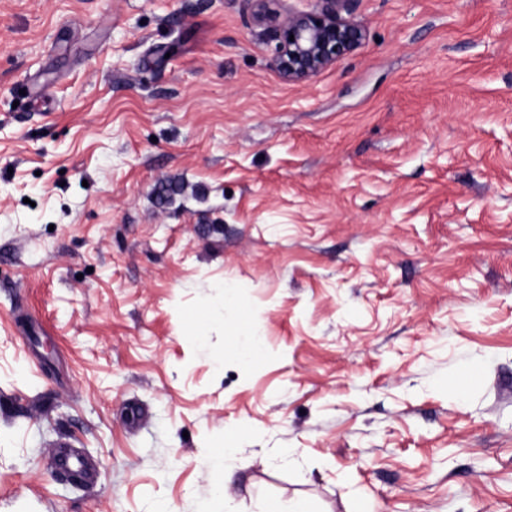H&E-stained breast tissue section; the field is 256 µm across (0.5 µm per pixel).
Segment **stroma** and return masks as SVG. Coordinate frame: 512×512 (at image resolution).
<instances>
[{"instance_id":"1","label":"stroma","mask_w":512,"mask_h":512,"mask_svg":"<svg viewBox=\"0 0 512 512\" xmlns=\"http://www.w3.org/2000/svg\"><path fill=\"white\" fill-rule=\"evenodd\" d=\"M348 10L0 0V512H512V0ZM320 1L323 6L318 12L285 18L269 8L274 0L243 1L256 21L271 24L278 41L271 66L287 81L314 76L360 44L361 27L340 14L349 0ZM234 336H246L239 340L238 343V357L245 363H251L260 359L265 351V345L260 336H255L248 332H242Z\"/></svg>"}]
</instances>
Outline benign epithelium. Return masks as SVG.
Returning <instances> with one entry per match:
<instances>
[{
  "label": "benign epithelium",
  "mask_w": 512,
  "mask_h": 512,
  "mask_svg": "<svg viewBox=\"0 0 512 512\" xmlns=\"http://www.w3.org/2000/svg\"><path fill=\"white\" fill-rule=\"evenodd\" d=\"M253 18L268 23L278 41L272 68L287 81L306 80L359 46L361 27L341 16L348 0H321L320 11L285 18L269 8L272 0H244Z\"/></svg>",
  "instance_id": "obj_1"
}]
</instances>
